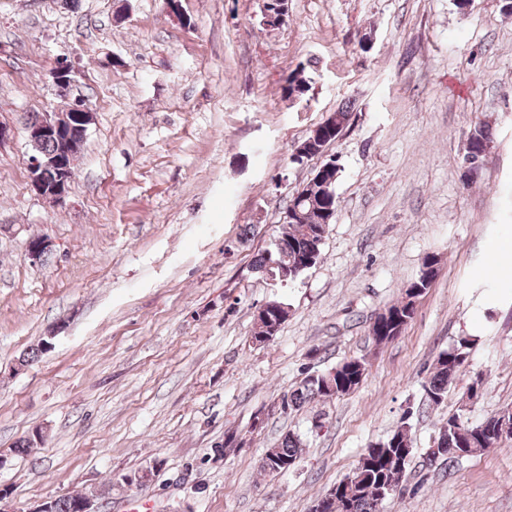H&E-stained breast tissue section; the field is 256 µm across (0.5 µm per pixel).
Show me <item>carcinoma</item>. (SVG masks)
Segmentation results:
<instances>
[{"label": "carcinoma", "mask_w": 512, "mask_h": 512, "mask_svg": "<svg viewBox=\"0 0 512 512\" xmlns=\"http://www.w3.org/2000/svg\"><path fill=\"white\" fill-rule=\"evenodd\" d=\"M282 90L288 97H297L307 91L302 72L294 69L283 80ZM492 134L488 129H478L468 139L464 153L473 157H483ZM329 182L316 185L311 190L315 203L304 210L296 222H288V228L278 238L271 249L260 252L253 267L256 272L266 270L276 263L288 269V281L297 280L307 270L317 264L322 246L326 239L329 223L333 222L336 212L335 202L325 188H332L339 178L340 168L328 170ZM414 294L404 289L402 299L378 314L369 329L372 342L380 346L397 338L412 320L411 298ZM472 344L469 336L460 337L455 347L440 354L424 384L427 406L439 404L448 387L457 379L464 365L468 349ZM51 349L50 340L43 338L39 343L23 352L17 358L18 367L23 368L34 362ZM367 366L364 358L350 357L335 368L317 374L306 375L298 387L282 398L293 411L314 400H328L352 392L366 377ZM497 418L492 415L479 424H472L465 410L448 416L436 431L435 440L445 444L439 449V456L426 459L428 466L449 474L464 458L460 454V444L474 442L471 453L477 454L494 448L503 440L512 437L511 431L496 429ZM302 438L288 432L281 436L272 448L262 457L260 467L270 473L283 471L282 465L296 464L301 457ZM413 454L410 427L400 425L388 438L372 443L360 456L350 475L339 481L336 497L328 502L326 512H383L384 504L394 501L408 493L405 472ZM99 500V492L88 490L75 495L52 498L51 512H78V505L87 500Z\"/></svg>", "instance_id": "cac0c4a2"}]
</instances>
